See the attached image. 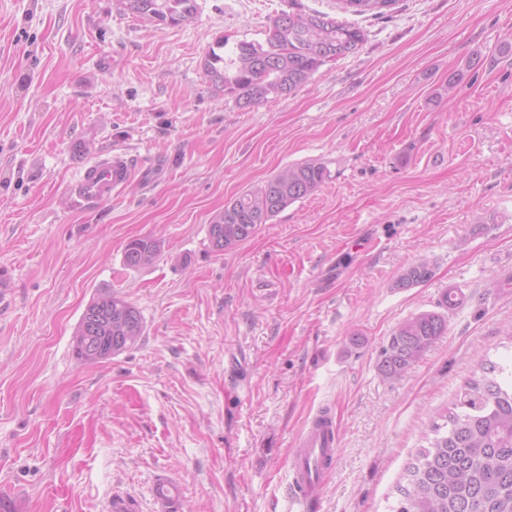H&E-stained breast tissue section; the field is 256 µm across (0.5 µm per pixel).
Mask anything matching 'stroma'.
<instances>
[{"label":"stroma","mask_w":512,"mask_h":512,"mask_svg":"<svg viewBox=\"0 0 512 512\" xmlns=\"http://www.w3.org/2000/svg\"><path fill=\"white\" fill-rule=\"evenodd\" d=\"M197 4L152 26L117 0H0V495L16 512H108L116 493L162 512L172 484L193 512H290L295 441L327 407L339 443L317 512H389L479 356L512 361V0H398L383 19L339 0ZM314 10L367 38L292 96L242 107L206 76L218 38L260 42ZM112 150L133 161L125 186L70 199ZM302 162L330 179L212 249L215 213ZM145 236L159 259L125 269ZM422 258L433 277L397 288ZM451 285L466 301L447 334L384 381L395 327ZM106 288L145 333L88 368L71 337ZM161 253V243L151 237L130 240L123 250L125 269L138 271L153 265Z\"/></svg>","instance_id":"obj_1"}]
</instances>
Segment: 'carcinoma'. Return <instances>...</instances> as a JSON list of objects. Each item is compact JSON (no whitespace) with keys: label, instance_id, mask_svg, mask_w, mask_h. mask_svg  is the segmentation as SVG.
<instances>
[{"label":"carcinoma","instance_id":"carcinoma-1","mask_svg":"<svg viewBox=\"0 0 512 512\" xmlns=\"http://www.w3.org/2000/svg\"><path fill=\"white\" fill-rule=\"evenodd\" d=\"M357 15H385L397 0H341ZM127 13L142 22L176 26L192 20L196 0H125ZM366 41L363 29L322 12L283 11L274 17L262 43L221 38L206 54L204 69L212 83L243 106L290 96L308 83L328 61L356 53ZM331 177L321 163L283 168L264 183L242 192L209 224L208 237L222 251L252 237L258 228L298 200L316 192ZM161 243L151 237L129 241L122 264L138 271L153 265ZM433 267L422 259L397 280L396 287L425 283ZM448 331L445 314L428 311L393 330L381 352L378 372L387 382L401 380ZM144 334L138 309L117 291L106 290L85 308L72 336V350L93 367L135 348ZM96 354L101 360H91ZM391 512H512V374L491 361L464 385L454 407L438 415L407 470L406 484L396 487ZM163 512H178V496L160 486Z\"/></svg>","mask_w":512,"mask_h":512}]
</instances>
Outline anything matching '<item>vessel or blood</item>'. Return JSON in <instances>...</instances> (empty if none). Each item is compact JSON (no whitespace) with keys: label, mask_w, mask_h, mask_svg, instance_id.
<instances>
[{"label":"vessel or blood","mask_w":512,"mask_h":512,"mask_svg":"<svg viewBox=\"0 0 512 512\" xmlns=\"http://www.w3.org/2000/svg\"><path fill=\"white\" fill-rule=\"evenodd\" d=\"M126 154L110 152L88 164L68 188L75 201L93 204L108 200L131 176ZM338 431L330 411L318 412L301 434L292 456L290 499L298 512H311L319 501L324 475L336 458Z\"/></svg>","instance_id":"vessel-or-blood-1"}]
</instances>
